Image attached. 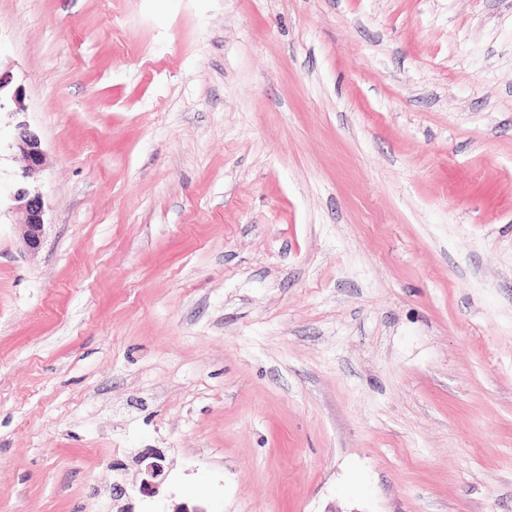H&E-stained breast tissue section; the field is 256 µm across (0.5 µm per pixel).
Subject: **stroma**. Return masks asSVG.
I'll list each match as a JSON object with an SVG mask.
<instances>
[{
    "label": "stroma",
    "instance_id": "stroma-1",
    "mask_svg": "<svg viewBox=\"0 0 512 512\" xmlns=\"http://www.w3.org/2000/svg\"><path fill=\"white\" fill-rule=\"evenodd\" d=\"M0 70V512H512V0H0ZM14 146L22 155L25 167L13 193L16 203L12 208L16 224L21 229V239L28 251L37 250L43 239L45 227V203L42 195L30 188L29 179H34L45 167V153L39 136L25 122L16 126ZM153 461L149 462L145 467V478L142 479L139 492L144 496H154L158 493L159 485L162 482L161 477L164 475V457L159 452L151 454Z\"/></svg>",
    "mask_w": 512,
    "mask_h": 512
}]
</instances>
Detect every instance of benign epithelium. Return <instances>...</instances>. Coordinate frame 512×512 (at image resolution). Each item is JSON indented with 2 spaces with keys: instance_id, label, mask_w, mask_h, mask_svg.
I'll use <instances>...</instances> for the list:
<instances>
[{
  "instance_id": "7a95c632",
  "label": "benign epithelium",
  "mask_w": 512,
  "mask_h": 512,
  "mask_svg": "<svg viewBox=\"0 0 512 512\" xmlns=\"http://www.w3.org/2000/svg\"><path fill=\"white\" fill-rule=\"evenodd\" d=\"M14 146L22 155L25 167L13 193L15 202L13 212L21 229L24 248L35 251L40 247L44 235L45 203L42 195L30 188L28 180L35 178L43 171L46 158L39 136L25 122L16 126ZM163 461L162 454L158 452L152 454L151 462L145 467V478L139 486V492L142 495L154 496L158 493L164 475Z\"/></svg>"
}]
</instances>
